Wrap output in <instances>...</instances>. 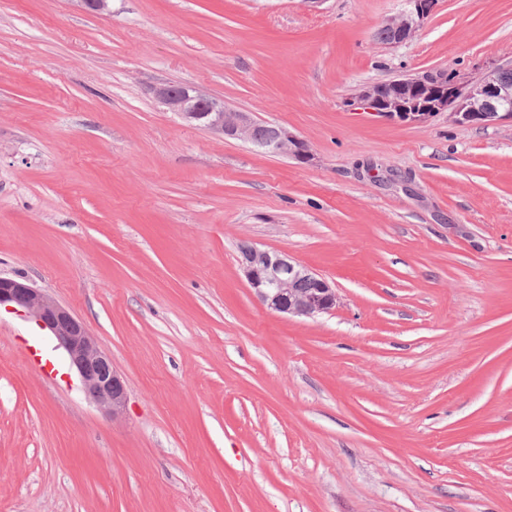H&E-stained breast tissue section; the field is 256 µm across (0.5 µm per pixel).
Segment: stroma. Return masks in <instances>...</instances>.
<instances>
[{"instance_id": "obj_1", "label": "stroma", "mask_w": 512, "mask_h": 512, "mask_svg": "<svg viewBox=\"0 0 512 512\" xmlns=\"http://www.w3.org/2000/svg\"><path fill=\"white\" fill-rule=\"evenodd\" d=\"M405 6L0 0V273L77 314L127 389L107 414L1 312L0 512H512V124L356 104L512 65V0H439L380 42ZM164 82L313 160L189 126ZM245 244L335 308L267 309ZM408 8L399 16L390 18L382 25L394 34L390 44H402L410 40L420 27L422 22L428 19L437 6V0H406ZM380 29L377 32L378 39L387 43L392 39L391 34Z\"/></svg>"}]
</instances>
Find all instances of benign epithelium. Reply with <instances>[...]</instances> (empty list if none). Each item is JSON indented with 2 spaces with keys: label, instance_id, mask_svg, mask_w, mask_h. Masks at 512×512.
<instances>
[{
  "label": "benign epithelium",
  "instance_id": "1",
  "mask_svg": "<svg viewBox=\"0 0 512 512\" xmlns=\"http://www.w3.org/2000/svg\"><path fill=\"white\" fill-rule=\"evenodd\" d=\"M408 8L383 27L394 34L392 44L410 40L437 6V0H406ZM155 98L189 124L214 135L256 144L258 123L249 113L187 84L167 83L153 89ZM359 105L401 121L423 122L440 113L458 124L489 125L512 122V85L500 81L494 70L483 78L460 83L448 74L403 76L386 84H367L357 96ZM271 139L256 144L269 153L300 162L313 159L307 144L286 128L271 126ZM242 268L254 295L267 308L288 316L313 318L336 306V289L312 268L294 260L286 251L247 246ZM308 287L301 288L299 284ZM20 308L39 327L48 330L63 349L81 380L89 399L109 413L123 411L127 394L124 380L112 359L90 335L84 321L54 298L33 285L0 276V306Z\"/></svg>",
  "mask_w": 512,
  "mask_h": 512
}]
</instances>
